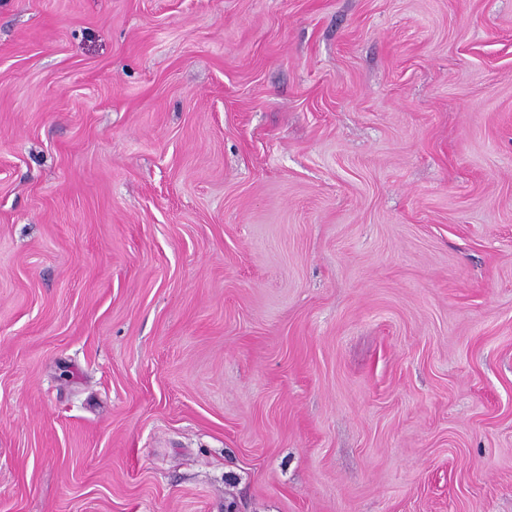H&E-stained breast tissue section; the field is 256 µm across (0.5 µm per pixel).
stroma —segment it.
Returning <instances> with one entry per match:
<instances>
[{
	"instance_id": "35a3bbf8",
	"label": "stroma",
	"mask_w": 512,
	"mask_h": 512,
	"mask_svg": "<svg viewBox=\"0 0 512 512\" xmlns=\"http://www.w3.org/2000/svg\"><path fill=\"white\" fill-rule=\"evenodd\" d=\"M0 512H512V0H0Z\"/></svg>"
}]
</instances>
